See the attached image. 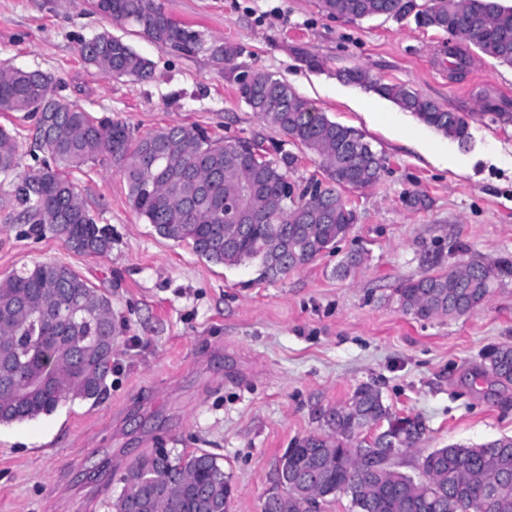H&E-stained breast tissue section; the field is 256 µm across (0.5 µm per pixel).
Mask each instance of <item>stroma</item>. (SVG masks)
I'll use <instances>...</instances> for the list:
<instances>
[{"instance_id":"35a3bbf8","label":"stroma","mask_w":512,"mask_h":512,"mask_svg":"<svg viewBox=\"0 0 512 512\" xmlns=\"http://www.w3.org/2000/svg\"><path fill=\"white\" fill-rule=\"evenodd\" d=\"M163 3L207 38L240 46L243 69L285 78L328 118L363 133L385 166L373 186L345 190L357 215L348 236L274 280L157 236L111 164L70 168L68 179L112 234L109 252L87 256L26 235L11 196L36 165L34 120L0 112L21 157L18 173L0 177V278L65 263L111 295L119 329L99 402L0 425V512H108L121 474L152 448L217 455L235 487L228 512H262L285 448L319 431L314 408L346 401L363 384L425 426L421 446L396 458L402 472L418 475L422 455L436 448L511 437L512 386L494 383L482 355L512 345V275L500 277L483 307L456 318L406 315L394 290L420 276L425 253L438 246L447 267L470 256L512 262V125L471 122L464 149L341 75L360 68L467 114L486 97L512 102V68L477 54L461 79H449L447 34L411 16L336 19L316 0ZM102 31L151 60V79H115L84 64L81 41ZM0 60L51 74L58 94L139 134L179 123L217 137L275 135L206 54L159 45L90 0H0ZM412 191L428 208L404 206ZM353 249L364 262L337 277Z\"/></svg>"}]
</instances>
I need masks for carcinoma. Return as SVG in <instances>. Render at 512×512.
I'll list each match as a JSON object with an SVG mask.
<instances>
[{
    "instance_id": "cac0c4a2",
    "label": "carcinoma",
    "mask_w": 512,
    "mask_h": 512,
    "mask_svg": "<svg viewBox=\"0 0 512 512\" xmlns=\"http://www.w3.org/2000/svg\"><path fill=\"white\" fill-rule=\"evenodd\" d=\"M321 12L362 20L415 14L424 28L459 33L446 46L456 71L470 65L469 48L512 67V6L498 0H317ZM99 13L134 25L161 45L203 52L233 77L239 96L281 140L224 139L204 129L173 124L136 135L123 121L93 116L54 91L51 75L0 62V112H25L37 119L34 147L48 155L24 174L15 200L35 234L56 238L70 250L100 255L112 248L108 229L98 226L65 169L109 161L123 176L129 202L156 234L187 243L207 261L233 267L254 265L259 278L275 279L303 267L341 239L356 213L340 189L376 183L382 157L352 127L330 120L291 85L262 69L244 82L233 42L209 40L174 19L162 0H92ZM85 64L113 78L148 80L152 62L109 31L83 41ZM343 78L367 84L425 125L461 146L470 141V122L485 118L512 124L507 106L490 100L467 115L445 109L419 92L372 81L360 69ZM314 155L328 184L291 180L299 156L286 145ZM18 168V145L0 127V174ZM364 261L359 250L344 255L336 274L347 276ZM442 251L425 254L429 271L395 288L406 315L426 320L468 315L489 299L496 281L512 264L480 257L442 267ZM116 327L110 297L69 266L36 263L0 279V364L11 367L14 390L0 398V425L53 413L68 401H98L112 375ZM486 370L503 387L512 385V345L484 355ZM322 432L295 439L288 452V507L264 502V512H308L311 499L323 504L346 486L356 512H512V437L480 445H449L422 456L420 476L379 468V454L394 445L416 448L425 427L416 417L398 416L380 392L361 385L344 403L317 412ZM382 422L369 438L355 428ZM110 512H226L234 492L224 464L202 449L175 454L153 448L129 466Z\"/></svg>"
}]
</instances>
